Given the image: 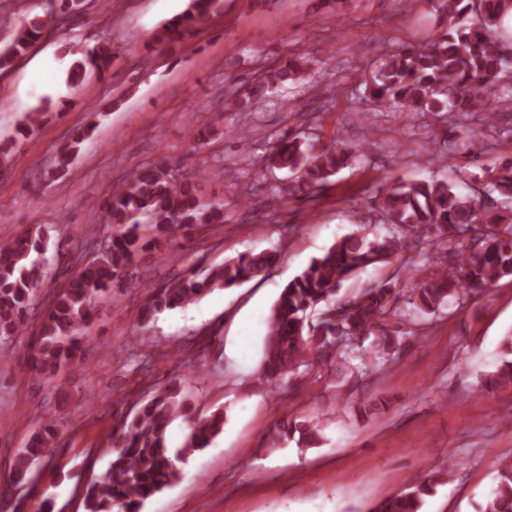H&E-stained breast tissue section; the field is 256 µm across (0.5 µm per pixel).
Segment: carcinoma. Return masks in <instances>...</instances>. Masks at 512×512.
<instances>
[{
    "label": "carcinoma",
    "mask_w": 512,
    "mask_h": 512,
    "mask_svg": "<svg viewBox=\"0 0 512 512\" xmlns=\"http://www.w3.org/2000/svg\"><path fill=\"white\" fill-rule=\"evenodd\" d=\"M221 0H191L189 8L163 24L154 43L165 46L189 36L204 25ZM438 12L448 25L425 46L404 48L389 55L366 83L367 100L376 109L425 114L453 113L468 117L483 114L492 125L496 109L489 99L500 100L512 93L506 83L512 72V42L500 30L512 16V0H437ZM41 20L24 21L10 45L0 52V67L28 51L42 36ZM112 47L95 46L75 72L100 74L109 70ZM306 60L295 54L285 63L265 71L253 98L232 95L224 111L245 112L270 98L279 87L305 78ZM48 108L35 107L23 114L18 133L24 135L43 122ZM85 128L57 154L53 175L65 176L79 144L89 135ZM454 136L472 147L477 128L467 123L455 126ZM361 151L342 143L321 152L302 148L299 138L277 139L270 150V172L289 173L288 185L271 187L272 193L295 200L313 198L341 170L358 163ZM180 163L163 161L147 166L133 179L116 186L103 204V224L109 230L103 258L79 262L65 284L48 295L39 321L32 369L55 375L82 353L80 328L88 322L112 282L125 275L134 256L149 245L182 231L224 223V205L205 203L199 197L198 181L206 171L198 169L185 179L175 178ZM493 189L510 208L487 207L470 195H461L443 180L398 181L383 185L375 206L390 235L369 240L359 231L345 235L320 258H315L282 289L272 310L264 353L266 381L279 386L304 366L314 370L315 360L339 356L376 365H390V349L397 337L384 331L387 316L398 308L396 283H385L342 301L336 299L342 283L362 270L400 256L413 235L423 231L436 237L453 234L457 259L453 266L427 277L409 300L415 311L434 313L448 304V297L472 295L505 277H512V159H504L491 175ZM48 238L36 227L0 243V342L20 335L37 303L42 261ZM277 252L241 254L219 265L190 270L152 289L142 305V321L183 308L216 288L238 287L270 268ZM374 338L372 357L355 353L361 340ZM488 389L512 387V361L502 362L487 374ZM183 418L187 433L180 448L168 446L169 428ZM113 433L112 459L107 470L88 481L83 492L86 512H141L144 503L180 478L179 464L209 447L224 430V412L191 416L179 382L151 390L131 420ZM299 442L316 444L319 427L313 422H280L271 445L288 435ZM60 441L59 431L47 424L35 431L28 444L13 457L12 485L24 484L27 475L51 457ZM431 486L421 484L412 491L383 501L376 512H422ZM484 512H512V461L500 464L498 484Z\"/></svg>",
    "instance_id": "obj_1"
}]
</instances>
